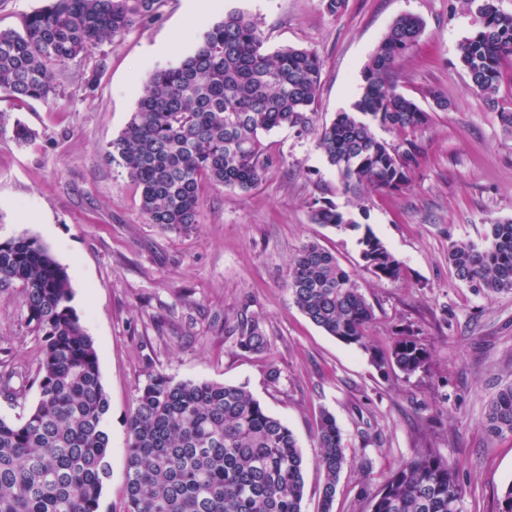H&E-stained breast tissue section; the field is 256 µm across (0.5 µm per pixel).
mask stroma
<instances>
[{
    "mask_svg": "<svg viewBox=\"0 0 512 512\" xmlns=\"http://www.w3.org/2000/svg\"><path fill=\"white\" fill-rule=\"evenodd\" d=\"M186 5L166 0L159 20L57 71L49 100L20 109L0 101L7 130L0 135V242L30 237L48 249L67 271L72 305L97 347L109 400L104 512H124L126 420L156 373L247 386L298 441L302 512H320L316 425L324 409L336 419L346 455L334 512H370L371 495L391 474L431 450L458 466L463 512H498L512 482V436H488L483 422L489 401L512 382V294L474 293L448 264L449 239L478 242L489 220L512 219V134L469 91L458 62L476 15L462 0H346L336 14L322 0H223L222 12L257 21L268 50L292 46L320 58L321 124L349 109L390 24L420 18L419 42L398 63L397 90L430 114L415 134L422 153L405 189L346 194L313 137L277 128L263 137L277 163L256 188L205 185L199 224L166 232L147 223L136 183L106 151L151 71L189 55L203 38L200 28L193 40L170 46ZM100 62L98 84L85 93L84 78ZM431 89L443 92L447 109L434 107ZM17 121L35 132L33 143L9 135ZM316 199L370 228L401 262L400 278L365 270L359 232L313 223ZM34 212L46 213L48 223H34ZM309 241L357 275L374 309L371 343L388 350L400 329L412 328L430 353L427 372L408 379L395 369L380 372L368 352L327 335L298 309L285 279ZM245 315L259 321L269 351L238 347L233 328ZM41 344L27 325L20 286L0 288V375L15 389H0L1 419L17 420L36 405Z\"/></svg>",
    "mask_w": 512,
    "mask_h": 512,
    "instance_id": "obj_1",
    "label": "stroma"
}]
</instances>
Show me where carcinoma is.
I'll return each mask as SVG.
<instances>
[{
  "instance_id": "obj_1",
  "label": "carcinoma",
  "mask_w": 512,
  "mask_h": 512,
  "mask_svg": "<svg viewBox=\"0 0 512 512\" xmlns=\"http://www.w3.org/2000/svg\"><path fill=\"white\" fill-rule=\"evenodd\" d=\"M498 0H464L480 27L458 45L471 91L498 110L512 134V109L500 107L503 65L512 60V17ZM164 0H50L27 14L21 30H0V97L22 106L55 94L54 70L103 43H115L138 22L160 18ZM420 20L401 16L363 68L351 109L316 128L314 103L322 62L303 49L265 50L259 25L232 11L177 64L155 70L135 112L110 144L107 158L141 190L150 224L187 230L199 223L203 184L247 191L274 163L262 135L286 127L316 134V147L336 169L341 189L400 191L422 147L408 137L430 113L397 91L401 57L418 42ZM380 127L399 135L389 142ZM311 219L337 230L357 221L332 202L310 204ZM366 270L395 280L400 262L366 230L359 239ZM456 278L477 294L512 293V220L488 224L482 243L448 241ZM23 288L28 325L42 336L36 375L39 400L17 422L0 419V512H103L108 479L109 402L99 356L76 311L66 271L33 238L0 244V288ZM287 286L301 312L328 335L370 352L373 308L357 278L332 252L310 241L292 258ZM237 345L269 349L259 321L241 323ZM381 369L409 378L426 371L427 350L402 332L385 352H371ZM124 512H301L303 458L286 424L269 415L244 385L152 375L127 418ZM512 435V383L490 401L484 422ZM324 472L321 512H332L346 463L335 417L321 413L316 432ZM457 469L433 452L399 466L373 494L371 512H462Z\"/></svg>"
}]
</instances>
